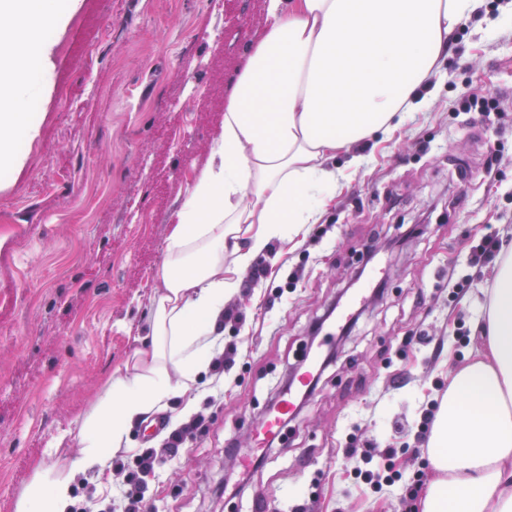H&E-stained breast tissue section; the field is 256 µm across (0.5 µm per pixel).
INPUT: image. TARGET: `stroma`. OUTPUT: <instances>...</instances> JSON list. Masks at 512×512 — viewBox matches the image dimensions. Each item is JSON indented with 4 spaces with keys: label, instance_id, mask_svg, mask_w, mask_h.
Wrapping results in <instances>:
<instances>
[{
    "label": "stroma",
    "instance_id": "35a3bbf8",
    "mask_svg": "<svg viewBox=\"0 0 512 512\" xmlns=\"http://www.w3.org/2000/svg\"><path fill=\"white\" fill-rule=\"evenodd\" d=\"M54 34L53 86L22 166L0 175V512H15L39 471L71 475L75 507L122 512L125 468L160 447L144 423L106 471L69 474L77 434L109 377L132 372L152 313L170 224L194 170L210 158L230 77L265 21L264 0H82ZM484 0L463 22L426 111L408 115L368 162L341 177L305 235L274 240L267 274L227 301L239 313L214 351L235 363L172 399L171 425L201 413L208 430L164 457L148 479L152 512H250L261 491L283 512H420L431 478L420 424L448 371L476 356V325L496 261L474 262L486 238H512V19ZM499 108L466 111L469 94ZM353 307L348 333L313 323ZM424 334L426 343L404 346ZM336 358L281 427L247 493L217 499L233 469L228 439L253 430L305 355ZM63 447H55L60 434ZM390 448L402 479L358 478L361 450Z\"/></svg>",
    "mask_w": 512,
    "mask_h": 512
}]
</instances>
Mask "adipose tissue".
<instances>
[{
  "instance_id": "1",
  "label": "adipose tissue",
  "mask_w": 512,
  "mask_h": 512,
  "mask_svg": "<svg viewBox=\"0 0 512 512\" xmlns=\"http://www.w3.org/2000/svg\"><path fill=\"white\" fill-rule=\"evenodd\" d=\"M81 0H0V172L38 135L34 91L52 85L54 42ZM479 0H265L231 77L224 122L166 238L150 344L110 381L71 469L105 467L130 423L184 396L241 275L274 239L304 233L336 186V156L391 136L424 110L458 25ZM471 363L449 371L426 443L421 512H512V252L498 264ZM69 479L37 472L17 512H70Z\"/></svg>"
}]
</instances>
